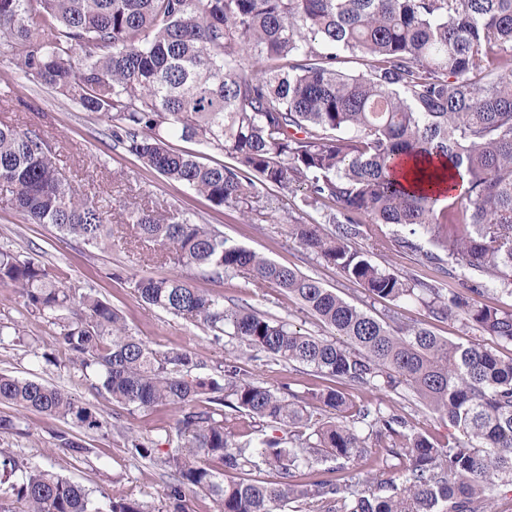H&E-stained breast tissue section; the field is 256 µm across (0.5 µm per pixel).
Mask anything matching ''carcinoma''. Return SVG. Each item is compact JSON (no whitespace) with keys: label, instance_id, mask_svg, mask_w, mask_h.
<instances>
[{"label":"carcinoma","instance_id":"cac0c4a2","mask_svg":"<svg viewBox=\"0 0 512 512\" xmlns=\"http://www.w3.org/2000/svg\"><path fill=\"white\" fill-rule=\"evenodd\" d=\"M0 55L23 79L107 117L114 146L215 208L250 210L261 187L306 188L305 205L323 210L334 230L290 225L305 249L374 299L416 298L438 318L466 319L512 345V312L476 301L491 290L512 296V0H0ZM347 58L359 69L343 70ZM171 134L234 164L174 152ZM56 156L43 134L0 122V185L13 189L18 214L88 245L114 237L108 208L74 193ZM402 158L440 162L466 186L443 205L429 191L409 193L390 175ZM125 223L154 245L151 258L213 279L241 275L298 300L332 330L330 339L313 336L255 308L227 307L181 278L126 277L144 303L215 340L228 336L333 382L301 396L252 377L234 355L209 372L185 347L155 348L97 295L0 249V284L56 327L54 342L80 383L127 410L171 411L164 435L126 436L132 457L163 471L167 512H190L197 492L214 512H280L304 501L310 512H491L497 489L512 485V362L495 350L393 315L377 319L211 224L142 207ZM389 233L438 272L464 271L469 296L395 275L353 246ZM340 385L405 389L461 437L439 444L421 429L405 432L403 418L372 400L349 401ZM2 402L85 433H122L120 414L42 381L1 372ZM54 439L77 460L90 453L75 435ZM373 448L386 449L390 477L361 493L313 469L318 455L351 462ZM262 465L276 483L249 478ZM0 512L154 509L131 494L96 502L60 475L21 472L5 456Z\"/></svg>","mask_w":512,"mask_h":512}]
</instances>
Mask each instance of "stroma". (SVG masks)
Here are the masks:
<instances>
[{
  "label": "stroma",
  "instance_id": "35a3bbf8",
  "mask_svg": "<svg viewBox=\"0 0 512 512\" xmlns=\"http://www.w3.org/2000/svg\"><path fill=\"white\" fill-rule=\"evenodd\" d=\"M7 82L14 91L11 96H0V120L44 133L55 145L60 167L72 188L98 199L112 212L118 214L135 205L194 215L198 222L221 230L231 243L316 279L373 316L392 311L402 323L422 325L455 342L478 340L480 333L473 326L460 319L437 318L417 300H371L362 287L346 281L335 266L305 250L290 235V225L323 219L322 213L304 205L305 190L298 189L283 197L277 188H267L264 200L254 203L246 213L234 207L214 208L204 197L166 182L156 171L115 147L111 124L105 117L81 112L53 91L22 80L13 64L0 57V86ZM354 245L368 252L375 263L399 275L416 277L446 291L458 287L457 279L424 265L418 253L402 250L394 239L376 246L368 238L360 237ZM0 246L37 258L62 272L68 286L98 295L120 312L136 336L150 345L160 349L190 348L212 366L227 357V346L213 341L202 327L145 305L125 281L126 272L134 270L155 278L182 273L197 288L238 304H249L294 328L316 336L329 333L294 298L247 284L242 277L228 275L213 281L193 270L181 271L168 262L140 261L118 244L89 246L64 236L55 226L25 223L12 209L10 195L5 191H0ZM0 322L18 323L23 331L22 341L9 337L0 340V372L43 380L105 413H120L126 430L135 434L157 436L159 426L169 421L170 412L163 408L117 411L106 393L96 394L80 385L61 362V350L53 341V326L29 315L24 298L15 289L0 287ZM238 363L254 377L278 387L290 386L301 395L325 383L323 377L300 365L252 361L245 356ZM383 407L405 416L409 423L425 429L437 441H446L452 432L447 420L429 414L419 404L397 397L385 401ZM1 416L17 421L21 432L0 436V453L57 473L87 490L92 499H100L104 494H132L147 501L156 512H165L160 469L132 458L120 437L85 436L84 443L91 452L85 459L77 460L66 449L56 447L54 439L59 431L75 433L72 423L8 404H0Z\"/></svg>",
  "mask_w": 512,
  "mask_h": 512
}]
</instances>
